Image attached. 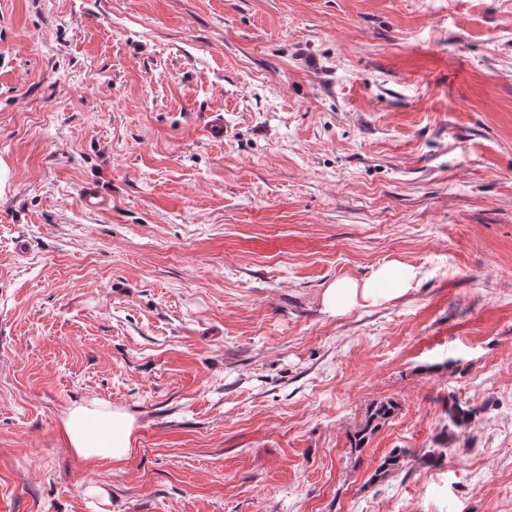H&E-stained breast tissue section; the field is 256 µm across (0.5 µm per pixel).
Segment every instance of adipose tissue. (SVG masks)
<instances>
[{
    "label": "adipose tissue",
    "instance_id": "1",
    "mask_svg": "<svg viewBox=\"0 0 512 512\" xmlns=\"http://www.w3.org/2000/svg\"><path fill=\"white\" fill-rule=\"evenodd\" d=\"M418 277L417 269L398 260L373 268L368 277L339 278L322 294L326 314L341 317L359 307L375 306L405 295ZM133 421L124 412L91 402L74 405L62 423L69 448L85 459L122 461L131 451Z\"/></svg>",
    "mask_w": 512,
    "mask_h": 512
}]
</instances>
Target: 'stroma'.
Returning a JSON list of instances; mask_svg holds the SVG:
<instances>
[{"label":"stroma","mask_w":512,"mask_h":512,"mask_svg":"<svg viewBox=\"0 0 512 512\" xmlns=\"http://www.w3.org/2000/svg\"><path fill=\"white\" fill-rule=\"evenodd\" d=\"M0 164V512H512V0H0ZM418 274L414 266L391 260L373 268L362 280L336 279L323 291V311L330 316L341 317L358 307L388 303L405 295ZM448 415V430L452 428L467 427L473 419L479 414L480 409L478 407H463L457 401L448 403L446 410ZM132 433L127 414L97 402L74 405L62 423L68 447L85 459L122 461L132 450Z\"/></svg>","instance_id":"stroma-1"}]
</instances>
